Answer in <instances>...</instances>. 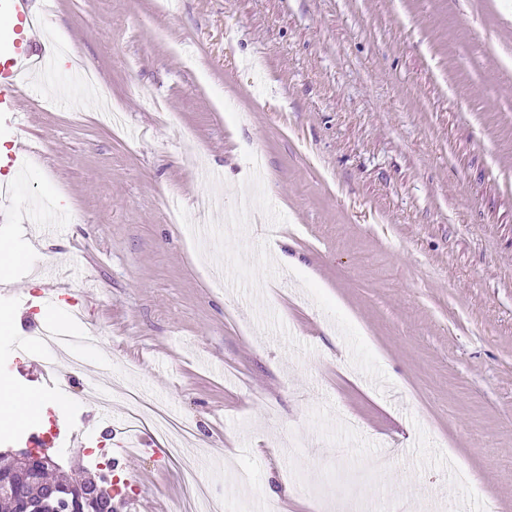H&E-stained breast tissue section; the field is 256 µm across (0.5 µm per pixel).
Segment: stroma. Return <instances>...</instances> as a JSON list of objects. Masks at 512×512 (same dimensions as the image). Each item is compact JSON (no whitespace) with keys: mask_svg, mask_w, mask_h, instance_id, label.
<instances>
[{"mask_svg":"<svg viewBox=\"0 0 512 512\" xmlns=\"http://www.w3.org/2000/svg\"><path fill=\"white\" fill-rule=\"evenodd\" d=\"M41 22L99 95L64 64L0 112L1 146L39 143L22 176L0 154V244H37L0 297L13 335L42 321V266L94 277L102 376L192 423L183 460L224 512H353L361 486L389 512H512V0H55ZM0 381L43 387L2 340ZM102 413L49 395L33 427L178 512L164 433L126 463Z\"/></svg>","mask_w":512,"mask_h":512,"instance_id":"obj_1","label":"stroma"}]
</instances>
